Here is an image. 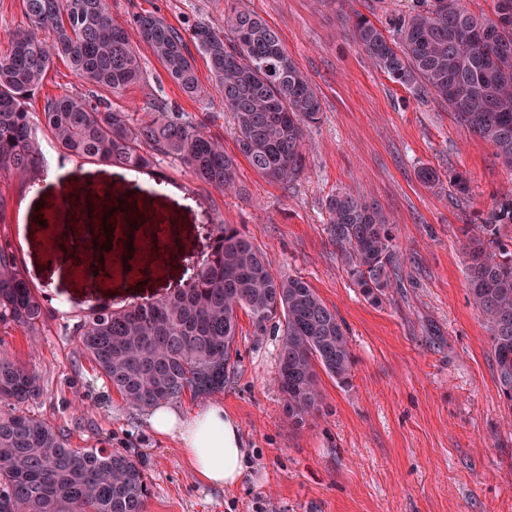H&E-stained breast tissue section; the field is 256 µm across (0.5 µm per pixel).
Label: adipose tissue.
<instances>
[{"instance_id": "adipose-tissue-1", "label": "adipose tissue", "mask_w": 512, "mask_h": 512, "mask_svg": "<svg viewBox=\"0 0 512 512\" xmlns=\"http://www.w3.org/2000/svg\"><path fill=\"white\" fill-rule=\"evenodd\" d=\"M148 423L156 434L178 439L191 469L203 482L224 487L240 482L247 450L237 422L223 404L211 403L186 414L161 402L150 407Z\"/></svg>"}]
</instances>
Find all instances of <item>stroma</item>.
<instances>
[{"label": "stroma", "mask_w": 512, "mask_h": 512, "mask_svg": "<svg viewBox=\"0 0 512 512\" xmlns=\"http://www.w3.org/2000/svg\"><path fill=\"white\" fill-rule=\"evenodd\" d=\"M282 36L315 85L322 120L307 127L306 167L288 185L268 182L239 157L233 120L203 57L202 88L185 95L166 75L134 24L152 12L182 35L199 23L224 24V0H109L140 57L143 82L112 95L114 105L146 115L159 99L180 117L205 122L236 156L235 190L220 191L180 162L156 157L130 172L63 156L37 174L0 178L8 200L0 245L50 309L34 334L0 326V352L39 378L28 415L63 433L73 448L138 451L148 461L147 512H512V413L502 404L489 333L471 303L461 229L478 224L496 200L512 197V167L492 143L473 137L428 92L377 70L345 23L359 13L379 27L408 12L409 0H245ZM439 181L421 179L422 168ZM462 174L458 193L450 183ZM104 184L132 210L141 239L164 219L165 247L132 278L90 281L78 269L54 275L67 229L46 214L65 195L85 200L86 223L100 222L89 186ZM365 197L396 226L398 288L368 303L349 278L327 232L334 194ZM235 225L259 245L278 274H298L335 310L354 355L352 384L321 375L322 408L304 427L289 425L277 387L278 339L252 334L239 317L238 353L223 391L185 393L183 411L223 403L237 421L249 465L237 486L205 484L176 439L154 436L147 409L132 406L102 377L70 327L95 310L121 311L167 297L203 266L216 224Z\"/></svg>", "instance_id": "stroma-1"}]
</instances>
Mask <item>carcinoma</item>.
I'll list each match as a JSON object with an SVG mask.
<instances>
[{"label": "carcinoma", "mask_w": 512, "mask_h": 512, "mask_svg": "<svg viewBox=\"0 0 512 512\" xmlns=\"http://www.w3.org/2000/svg\"><path fill=\"white\" fill-rule=\"evenodd\" d=\"M224 28L195 27L190 39L153 13L136 16L141 37L167 76L188 96L201 92L193 43L224 94L239 153L269 182L286 184L306 165L304 129L321 121L315 86L288 54L279 32L244 0H224ZM29 24L9 33L0 51V176L26 175L43 162L38 129L63 154L139 170L157 156L180 161L200 181L232 190L237 161L206 125L167 105L147 117L112 105L113 94L144 80L125 29L112 23L108 0H23ZM352 37L389 79L435 93L455 119L512 164V0L496 18H478L458 0H413L385 30L361 14ZM84 89L52 98L40 124L28 106L55 60ZM328 234L364 299L381 305L397 286L390 218L364 198L342 192L327 203ZM512 198L480 224H466L467 273L475 308L491 333L500 397L512 413ZM253 336L278 329L277 383L288 423L304 426L321 407L320 376L351 381L354 356L335 311L299 275H276L268 255L231 224L217 225L210 258L191 288L121 312L100 310L72 335L116 392L145 408L190 391L224 390L237 346L239 312ZM50 317L19 267L0 246V326L30 333ZM38 378L0 354V512H147L146 461L129 451L71 448L46 422L17 407L39 395Z\"/></svg>", "instance_id": "carcinoma-1"}]
</instances>
